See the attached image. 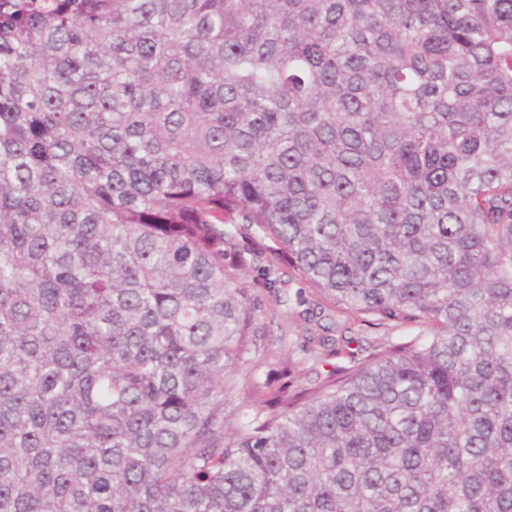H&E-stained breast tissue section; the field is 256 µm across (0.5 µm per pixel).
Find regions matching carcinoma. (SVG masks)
Here are the masks:
<instances>
[{"label":"carcinoma","instance_id":"1","mask_svg":"<svg viewBox=\"0 0 512 512\" xmlns=\"http://www.w3.org/2000/svg\"><path fill=\"white\" fill-rule=\"evenodd\" d=\"M237 234L421 335L225 414ZM0 512H512V0H0Z\"/></svg>","mask_w":512,"mask_h":512}]
</instances>
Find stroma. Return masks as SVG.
<instances>
[{
	"label": "stroma",
	"instance_id": "stroma-1",
	"mask_svg": "<svg viewBox=\"0 0 512 512\" xmlns=\"http://www.w3.org/2000/svg\"><path fill=\"white\" fill-rule=\"evenodd\" d=\"M275 248L270 240L258 242L240 236L227 247L232 260L240 264L241 281L251 288L262 312L260 334L245 355L232 396L236 404L272 397L283 386L293 393L312 388L325 380L330 367L365 363L371 352L370 341L381 334L380 329L362 325L343 313L287 268L274 264ZM317 309L332 318V330H322L316 322L306 321L307 312ZM325 336L340 340L341 346L339 354L321 364L313 361L310 351Z\"/></svg>",
	"mask_w": 512,
	"mask_h": 512
}]
</instances>
